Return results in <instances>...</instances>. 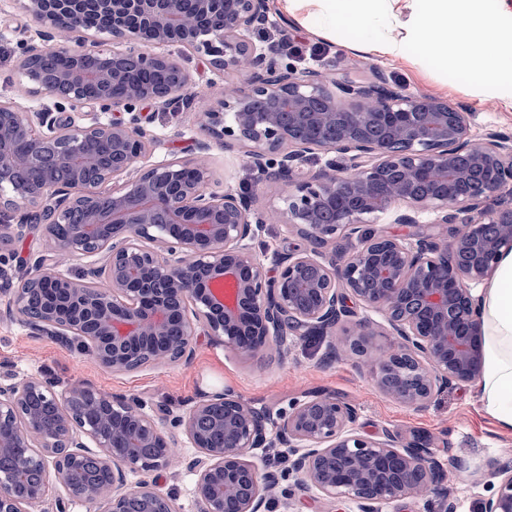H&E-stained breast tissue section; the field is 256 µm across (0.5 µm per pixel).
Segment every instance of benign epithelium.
I'll return each mask as SVG.
<instances>
[{
	"mask_svg": "<svg viewBox=\"0 0 512 512\" xmlns=\"http://www.w3.org/2000/svg\"><path fill=\"white\" fill-rule=\"evenodd\" d=\"M26 10L46 45L26 51L19 67L45 102H0V223L21 238L37 214L51 250L87 261L74 274L32 254L19 275L0 255V304L13 321L126 374L188 362L200 337L254 356L290 334H328L358 302L385 316L391 340L369 369L396 401L423 409L479 376L475 288L512 249L511 135H475L462 106L405 95L382 73L365 81L298 70L282 48L253 39L271 24L268 0H27ZM90 13L111 18L112 50L85 35ZM63 32L81 39L61 49L69 66L49 79L40 65ZM194 53L220 74L247 75L203 109L198 151L238 146L255 183L287 185L283 223L308 247L259 258L267 218L250 192L208 189L198 161L153 159L164 139L141 105L192 107L185 62ZM64 103L99 112L79 123L61 115ZM318 151L340 156L348 174H332L334 159L307 173ZM76 213L81 224L56 237L54 225ZM381 215L411 232L364 228ZM425 223L455 228L428 234ZM358 325L351 349L363 356L374 332L367 319ZM404 372L413 387L400 392L390 379ZM173 428L197 450L186 471L199 512H262L280 477L256 451L277 446L288 449V475L304 497L382 512L425 491L438 512H457L433 449L405 445L389 429L364 435L357 408L333 393L274 414L224 389L174 416L86 383L59 396L33 378L0 383V512H48L51 501L54 512L99 501L104 512H129L136 500L173 512L156 482L178 445ZM487 472L497 488L481 512H512V461L494 460ZM50 474L63 495L52 497Z\"/></svg>",
	"mask_w": 512,
	"mask_h": 512,
	"instance_id": "7a95c632",
	"label": "benign epithelium"
}]
</instances>
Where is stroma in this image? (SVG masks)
Here are the masks:
<instances>
[{
  "label": "stroma",
  "instance_id": "obj_1",
  "mask_svg": "<svg viewBox=\"0 0 512 512\" xmlns=\"http://www.w3.org/2000/svg\"><path fill=\"white\" fill-rule=\"evenodd\" d=\"M268 33L288 37L300 53L298 67L329 64L333 77L370 78L383 73L402 92L420 97L444 98L463 105L471 114L472 132L480 135L494 129L512 134V97H489L476 91L472 79L462 73L439 69L428 58L387 60L373 54H354L348 44L355 34L339 32L324 39L295 20H283L277 0H270ZM38 24L26 12L24 0H0V101L33 105L36 97L19 70L27 47L40 45ZM202 117L197 112H157L153 127L166 137L169 158L189 161L197 156L196 143L204 139ZM211 186L221 190L248 188L254 206L272 212L282 208L281 190L275 185H255L242 150L213 151L209 159ZM355 338L351 324L336 327L328 336H289L287 354L270 346L263 354L248 357L232 347L199 341L191 362L159 363L128 374H115L99 366L92 356L50 336H37L0 315V382L36 378L55 384L57 391L86 382L96 389L143 401L147 406H165L186 413L200 391L214 386L232 389L257 407L288 412L292 402L315 391L335 393L354 404L364 434L373 436L388 428L404 440L427 437L445 460L462 459L472 470L448 469L447 484L458 503V512H481L483 499L492 487L479 474V467L492 459H512V433L502 431L484 413L475 385L462 384L435 395L427 409L418 411L396 403L383 393L362 367V357L350 350ZM337 357L324 362L329 347Z\"/></svg>",
  "mask_w": 512,
  "mask_h": 512
}]
</instances>
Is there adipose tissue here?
I'll list each match as a JSON object with an SVG mask.
<instances>
[{
  "instance_id": "obj_1",
  "label": "adipose tissue",
  "mask_w": 512,
  "mask_h": 512,
  "mask_svg": "<svg viewBox=\"0 0 512 512\" xmlns=\"http://www.w3.org/2000/svg\"><path fill=\"white\" fill-rule=\"evenodd\" d=\"M317 36L356 31L351 50L388 59L420 54L452 64L493 95L512 93V0H278ZM484 412L512 430V251L482 284Z\"/></svg>"
}]
</instances>
